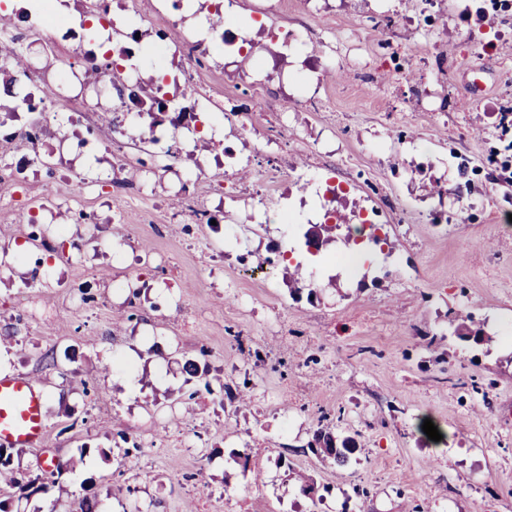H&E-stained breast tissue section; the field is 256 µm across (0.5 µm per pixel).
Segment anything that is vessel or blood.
<instances>
[{
  "instance_id": "obj_1",
  "label": "vessel or blood",
  "mask_w": 512,
  "mask_h": 512,
  "mask_svg": "<svg viewBox=\"0 0 512 512\" xmlns=\"http://www.w3.org/2000/svg\"><path fill=\"white\" fill-rule=\"evenodd\" d=\"M47 438L43 394L27 375L0 376V445L43 446Z\"/></svg>"
}]
</instances>
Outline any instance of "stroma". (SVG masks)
Here are the masks:
<instances>
[{"mask_svg": "<svg viewBox=\"0 0 512 512\" xmlns=\"http://www.w3.org/2000/svg\"><path fill=\"white\" fill-rule=\"evenodd\" d=\"M303 2L276 0L248 58L215 33L199 72L134 53L175 109L120 125L108 77L64 73L103 38L49 45L13 23L0 376L37 382L48 436L12 449L46 489H11L8 512L86 496L93 512H512V0ZM155 6L67 0L55 19L106 9L113 40L147 45ZM42 89L68 111L5 141ZM234 93L232 123L216 104ZM192 99L214 107L177 122ZM333 184L345 225L314 249L297 232ZM371 210L386 243L348 269L347 226ZM244 389L248 405L228 399ZM320 429L354 440L345 466L311 451Z\"/></svg>", "mask_w": 512, "mask_h": 512, "instance_id": "obj_1", "label": "stroma"}]
</instances>
